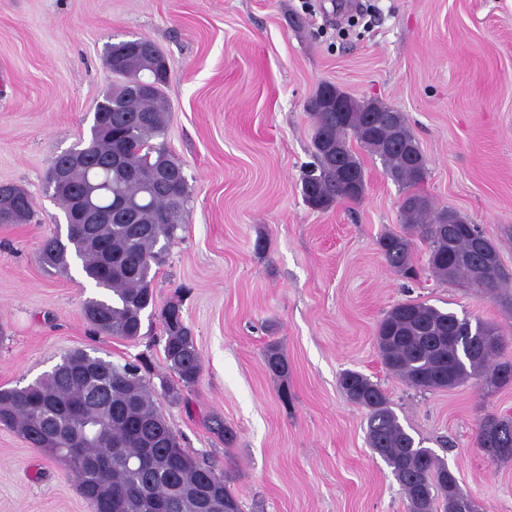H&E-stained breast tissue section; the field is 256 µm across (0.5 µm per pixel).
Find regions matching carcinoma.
<instances>
[{
  "mask_svg": "<svg viewBox=\"0 0 512 512\" xmlns=\"http://www.w3.org/2000/svg\"><path fill=\"white\" fill-rule=\"evenodd\" d=\"M106 64L115 78L94 112L90 139L72 150L86 152L92 163L75 168L71 188L77 194L95 185L96 205L115 206L112 223L91 225L106 243L97 249L79 224L66 225V235L46 239L39 262L67 271L80 261L86 278L99 289L82 307L85 320L103 336L134 342L140 337L142 314L156 307L152 282L177 238L186 213L189 191L183 167L162 138L168 107L163 88L168 83L165 58L145 38L121 41L106 49ZM135 79L151 86L146 94L130 87ZM390 105L348 99V111H311L314 118V163L302 180L303 200L326 211L342 200L356 201L365 192L362 157L357 144L379 158L386 175L407 190L401 207L407 223L402 233L388 232L378 246L388 266L407 279L417 277L413 237L427 243V263L442 280H460L483 295L494 297L509 277L494 271L482 282L472 275L484 255H499L480 227L457 213L438 208L415 192L427 174V159L401 112ZM112 113V126L100 116ZM22 188L0 185L3 192L34 213L33 199ZM137 210L138 223L123 222L120 204ZM163 352L168 369L190 389L202 372L200 353L178 296L160 308ZM376 343L384 365L420 390L455 386L472 376L500 386L498 374L512 362L497 361L512 345V336L479 318L416 300L392 307L377 325ZM86 356L82 349L61 356L51 370L25 386L0 388V426L19 432L40 448L43 434L68 427L74 453L48 455L62 465L90 504L92 512H240L224 472L182 448L155 405L147 366L141 360L114 364L95 358L100 373L74 376L67 365ZM264 359L276 376L288 374V361L276 347ZM340 387L367 410L370 448L384 458L405 493L409 512H476L454 472L430 448L415 442L402 427L384 391L358 371H346ZM209 430L228 445L234 434L221 417L210 419ZM507 448L493 455L512 459V419L489 416L479 425L477 445Z\"/></svg>",
  "mask_w": 512,
  "mask_h": 512,
  "instance_id": "1",
  "label": "carcinoma"
}]
</instances>
